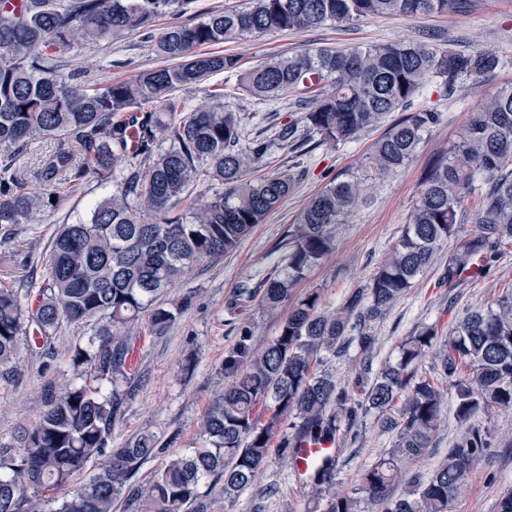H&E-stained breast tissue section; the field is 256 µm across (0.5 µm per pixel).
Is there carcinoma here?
Returning <instances> with one entry per match:
<instances>
[{"instance_id": "obj_1", "label": "carcinoma", "mask_w": 512, "mask_h": 512, "mask_svg": "<svg viewBox=\"0 0 512 512\" xmlns=\"http://www.w3.org/2000/svg\"><path fill=\"white\" fill-rule=\"evenodd\" d=\"M463 0H247L246 6L207 13L190 23L197 0H0V230L44 224L61 202L92 181L113 185L86 219L62 225L52 238L46 272L36 288L0 283V366L16 363L22 338L50 348L62 322L94 324L88 346L75 348L74 376L48 386L45 409L24 436L16 460L0 455V512H113L124 498L148 512H211L210 495L229 500L251 484L265 463L280 418L301 420L294 438L332 439L354 426L360 411L388 412L398 399L402 422L394 448L368 468L351 494L334 491L337 459L318 460L306 480L325 512H448L487 450L477 428L467 430L446 459L426 476L413 475L400 498H388L402 461L422 456L454 388V417L512 411V293L456 317L451 335L420 326L399 346L396 362L369 382L359 372L339 386L323 365L351 337L369 352L371 322L382 318L434 262L440 243L459 231L464 207L479 202L477 230L448 257L440 284L455 287L460 273L512 248V86L471 114L466 135L434 160L418 200L388 259L370 281L333 310L310 292L293 298L294 286L334 248L335 228L414 156L437 113L415 107L430 79L453 90L461 80L494 72L497 56L437 52L422 42L339 50L321 48L272 57L245 69L240 58L205 52L207 45L282 31L303 33L327 23L363 18L453 14ZM175 22L155 39L166 65L130 80L88 86L61 72L60 55L133 33H152L155 20ZM236 78V87L259 101L295 94L305 105L308 133L345 144L403 112L370 153L374 175L351 172L326 183L288 230L284 268L260 282L270 313L290 305L278 335L260 350L253 330L239 328L219 374L232 378L200 421L202 446L170 458L143 486L131 479L148 460L167 452L150 435L112 448V432L131 398L128 333L142 316L162 334L180 309L158 302L200 262L233 250L292 187L290 177H253L274 141L253 136L241 118L215 103L187 107L177 91L213 75ZM54 148L31 186L17 164L31 141ZM136 150H129L131 140ZM216 181L210 196L193 187ZM56 202H51V198ZM436 364L416 377L429 352ZM272 411L267 423L260 410ZM95 457L106 461L78 481ZM208 482L210 494L200 492ZM66 489L60 499L50 491Z\"/></svg>"}]
</instances>
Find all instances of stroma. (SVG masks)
<instances>
[{
	"mask_svg": "<svg viewBox=\"0 0 512 512\" xmlns=\"http://www.w3.org/2000/svg\"><path fill=\"white\" fill-rule=\"evenodd\" d=\"M409 40L440 51H485L496 55L500 65L489 75L458 83L451 92L436 79L423 86L415 104L437 112V123L425 133L413 158L380 186L374 200L337 226L334 252L294 288L298 296L317 292L326 309L339 307L351 291L369 281L400 237L433 159L461 139L471 113L483 100L512 85V0H467L462 11L451 19L440 14L369 18L345 27L325 25L304 33L285 31L217 47L218 52L238 56L248 68L275 54L295 55L320 47H364ZM63 62L65 71L81 72L84 81L104 85L156 68L162 60L152 41L136 33L71 52ZM219 89L224 92L225 107L239 112L254 133L272 138L286 124L298 128L303 125L294 94L258 103L243 96L233 82L220 74L182 89L180 95L195 107L211 103ZM382 133L378 127L338 146L320 142L314 136L302 145L291 142L273 147L262 161L260 171L287 174L292 180L288 196L237 248L222 257L205 260L164 294L168 306L182 308L170 330L160 335L143 322L132 333L127 373L133 396L112 433L113 447H121L126 440L142 434L155 435L172 455L199 446L200 420L229 383L217 370L236 340L238 327L250 325L253 341L259 347L279 331L280 315L266 312L260 301L235 310L229 309V302L239 288L256 285L266 275L284 267L285 235L290 225L296 223L304 204L331 178L358 170L371 144ZM109 191V186L90 184L83 195L68 198L47 223L0 241V282L16 288L28 287L32 270L26 265L25 256L48 253L59 225L86 218L92 205ZM466 208L458 235L441 243L435 263L419 276L415 288L373 323L374 348L366 352L353 341L342 354L329 359L328 367L338 385L351 382L363 363H370L376 371L395 362L399 345L418 325L435 323L450 329L454 318L466 309L485 306L512 292V251L491 261L489 271L480 278L460 280L457 288L451 290L438 287L449 255L462 237L476 229V200H469ZM89 331L86 325L62 323L47 354L24 352L17 370L0 368L1 454L12 458L23 454V437L44 410V388L72 379L71 355ZM191 356L196 359L195 369L183 372L182 365ZM471 424L489 433L490 447L471 472L451 512H497L502 496L512 491V413H481L472 418ZM461 431L456 419L447 417L424 456L406 463V473H430ZM395 440V431L383 428L377 411L362 415L341 439L337 492L349 493L357 488L364 471L383 457ZM259 502L265 512H305L316 505L315 495L304 479L296 475L276 439L272 440L255 480L231 501L217 503L214 512H254Z\"/></svg>",
	"mask_w": 512,
	"mask_h": 512,
	"instance_id": "1",
	"label": "stroma"
}]
</instances>
